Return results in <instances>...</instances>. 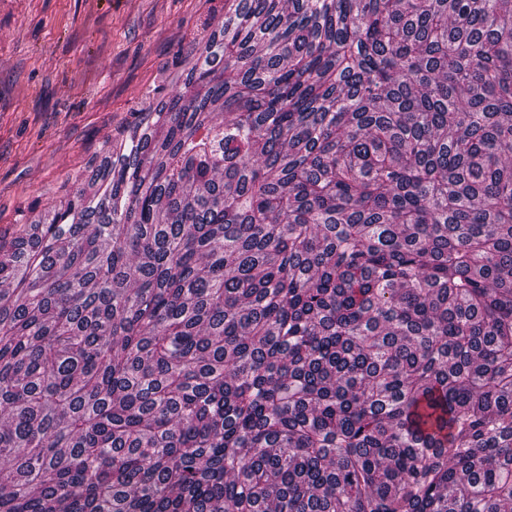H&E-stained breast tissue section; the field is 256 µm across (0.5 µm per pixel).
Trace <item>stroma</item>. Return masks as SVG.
<instances>
[{
  "label": "stroma",
  "mask_w": 512,
  "mask_h": 512,
  "mask_svg": "<svg viewBox=\"0 0 512 512\" xmlns=\"http://www.w3.org/2000/svg\"><path fill=\"white\" fill-rule=\"evenodd\" d=\"M224 0H0V242L51 218L144 104L183 89Z\"/></svg>",
  "instance_id": "35a3bbf8"
}]
</instances>
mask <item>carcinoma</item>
Returning a JSON list of instances; mask_svg holds the SVG:
<instances>
[{"instance_id":"1","label":"carcinoma","mask_w":512,"mask_h":512,"mask_svg":"<svg viewBox=\"0 0 512 512\" xmlns=\"http://www.w3.org/2000/svg\"><path fill=\"white\" fill-rule=\"evenodd\" d=\"M182 77L0 244V512H512V0H224Z\"/></svg>"}]
</instances>
